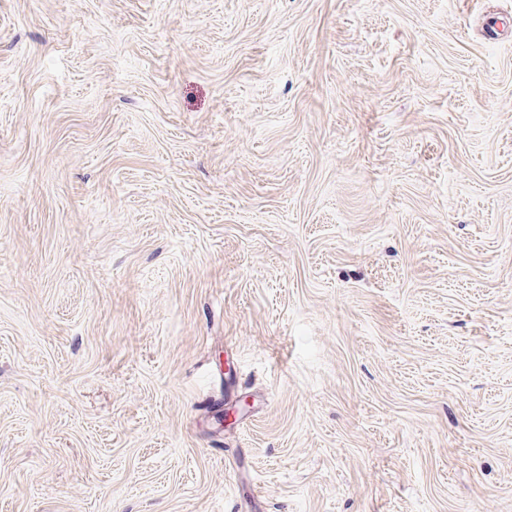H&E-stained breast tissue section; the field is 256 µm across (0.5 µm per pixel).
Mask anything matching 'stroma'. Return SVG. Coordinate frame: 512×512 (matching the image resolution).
I'll return each mask as SVG.
<instances>
[{
	"label": "stroma",
	"instance_id": "35a3bbf8",
	"mask_svg": "<svg viewBox=\"0 0 512 512\" xmlns=\"http://www.w3.org/2000/svg\"><path fill=\"white\" fill-rule=\"evenodd\" d=\"M0 512H512V0H0Z\"/></svg>",
	"mask_w": 512,
	"mask_h": 512
}]
</instances>
